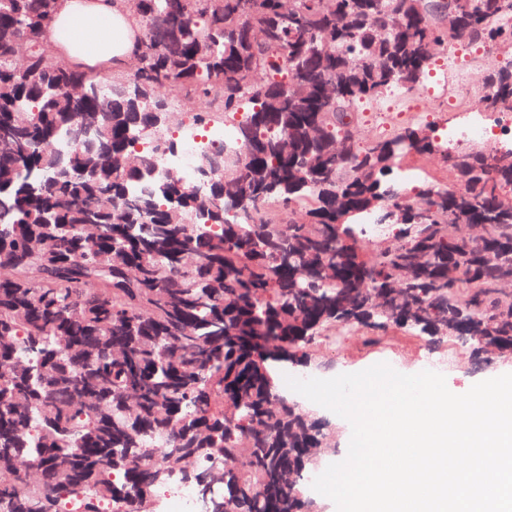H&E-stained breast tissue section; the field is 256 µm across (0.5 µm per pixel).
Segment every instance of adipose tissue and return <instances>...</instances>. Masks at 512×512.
Wrapping results in <instances>:
<instances>
[{
  "label": "adipose tissue",
  "mask_w": 512,
  "mask_h": 512,
  "mask_svg": "<svg viewBox=\"0 0 512 512\" xmlns=\"http://www.w3.org/2000/svg\"><path fill=\"white\" fill-rule=\"evenodd\" d=\"M138 36L123 0H64L49 39L79 66L120 71L137 54Z\"/></svg>",
  "instance_id": "1"
}]
</instances>
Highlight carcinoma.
I'll use <instances>...</instances> for the list:
<instances>
[{
  "mask_svg": "<svg viewBox=\"0 0 512 512\" xmlns=\"http://www.w3.org/2000/svg\"><path fill=\"white\" fill-rule=\"evenodd\" d=\"M60 7L0 0V512H152L174 474L209 512H319L298 491L335 432L274 394L265 350L303 359L342 323L512 352V159L356 136L450 40L502 56L483 104L512 112V0H134L132 95L52 55ZM162 88L233 122L195 158L209 224L193 183L149 177L176 144ZM101 112L95 144L68 140ZM427 155L462 188L389 179ZM390 207L395 243L365 253Z\"/></svg>",
  "mask_w": 512,
  "mask_h": 512,
  "instance_id": "cac0c4a2",
  "label": "carcinoma"
}]
</instances>
